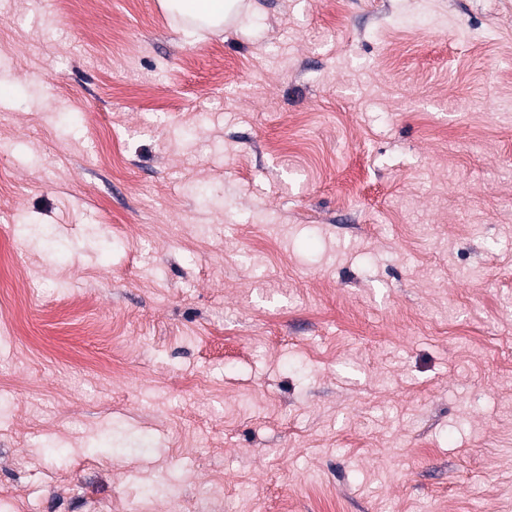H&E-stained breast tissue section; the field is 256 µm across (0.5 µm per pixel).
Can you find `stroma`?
Returning <instances> with one entry per match:
<instances>
[{
  "instance_id": "35a3bbf8",
  "label": "stroma",
  "mask_w": 512,
  "mask_h": 512,
  "mask_svg": "<svg viewBox=\"0 0 512 512\" xmlns=\"http://www.w3.org/2000/svg\"><path fill=\"white\" fill-rule=\"evenodd\" d=\"M0 0V512H512V0ZM187 13H199L214 17L224 15L226 2L224 0H176Z\"/></svg>"
}]
</instances>
